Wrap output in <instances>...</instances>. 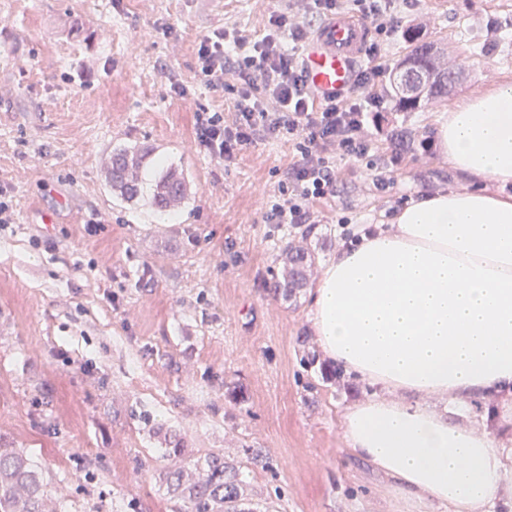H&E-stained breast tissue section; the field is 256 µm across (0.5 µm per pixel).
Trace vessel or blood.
Masks as SVG:
<instances>
[{
	"label": "vessel or blood",
	"mask_w": 512,
	"mask_h": 512,
	"mask_svg": "<svg viewBox=\"0 0 512 512\" xmlns=\"http://www.w3.org/2000/svg\"><path fill=\"white\" fill-rule=\"evenodd\" d=\"M369 37V28L350 14L323 22L304 53L308 82L317 98L335 95L350 85L355 62Z\"/></svg>",
	"instance_id": "1"
}]
</instances>
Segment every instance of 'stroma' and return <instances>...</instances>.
<instances>
[{
	"label": "stroma",
	"instance_id": "1",
	"mask_svg": "<svg viewBox=\"0 0 512 512\" xmlns=\"http://www.w3.org/2000/svg\"><path fill=\"white\" fill-rule=\"evenodd\" d=\"M284 7L0 0V194L15 209L0 229V442L38 465L52 512H171L174 440L243 467L270 512H417L345 450L343 414L372 387L324 355L308 294L266 287L293 233L264 221L293 145L263 140L220 164L196 138L197 112L234 103L200 81V39L227 25L260 37ZM403 26L443 47L464 80L412 111L386 101L369 155L339 162L333 196L314 205L313 281L354 225L467 188L439 150L437 121L457 97L512 82V0H414ZM400 129L412 148L391 144ZM135 143L153 149L144 191L172 165L188 200L159 212L113 198L111 151ZM382 175L393 179L384 192ZM455 419L505 431L512 397L475 399Z\"/></svg>",
	"mask_w": 512,
	"mask_h": 512
}]
</instances>
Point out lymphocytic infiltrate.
<instances>
[{
	"label": "lymphocytic infiltrate",
	"instance_id": "lymphocytic-infiltrate-1",
	"mask_svg": "<svg viewBox=\"0 0 512 512\" xmlns=\"http://www.w3.org/2000/svg\"><path fill=\"white\" fill-rule=\"evenodd\" d=\"M301 11L273 15L264 34L250 39L233 27L204 35L198 47L199 71L209 87L220 88L225 76L236 81L231 119L199 112L200 145L220 163L244 147L266 139L291 142L297 159L265 214L269 224H311L313 204L332 195L336 158L359 160L372 148L368 115L379 111L377 87L390 66L370 57L354 70L344 92L317 99L308 83L300 53L318 22L354 12L378 34L394 37L402 26L397 0H297Z\"/></svg>",
	"mask_w": 512,
	"mask_h": 512
}]
</instances>
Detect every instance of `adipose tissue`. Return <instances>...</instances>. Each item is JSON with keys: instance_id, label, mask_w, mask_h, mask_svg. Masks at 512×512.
Segmentation results:
<instances>
[{"instance_id": "obj_1", "label": "adipose tissue", "mask_w": 512, "mask_h": 512, "mask_svg": "<svg viewBox=\"0 0 512 512\" xmlns=\"http://www.w3.org/2000/svg\"><path fill=\"white\" fill-rule=\"evenodd\" d=\"M441 153L472 189L423 196L355 230L312 292L325 356L378 386L347 409V451L401 496L448 512H512V445L455 422L472 399L512 392V84L455 103ZM438 395L446 412L425 404Z\"/></svg>"}]
</instances>
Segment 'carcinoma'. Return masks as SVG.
<instances>
[{
	"instance_id": "carcinoma-1",
	"label": "carcinoma",
	"mask_w": 512,
	"mask_h": 512,
	"mask_svg": "<svg viewBox=\"0 0 512 512\" xmlns=\"http://www.w3.org/2000/svg\"><path fill=\"white\" fill-rule=\"evenodd\" d=\"M407 56L397 64L404 78L387 90L398 109L408 111L421 98L440 100L458 81L453 68L443 69L440 51L435 43L423 41L408 29ZM148 152L128 148L115 149L111 158L112 190L131 202L142 194L139 172ZM187 183L182 174L170 168L155 181L151 204L159 211L185 200ZM301 238L288 240L280 255L281 267L274 275L270 290L292 296L310 284L315 256L308 243L309 230L300 231ZM178 465L166 473V490L174 502L171 512H241L238 501L243 495L244 481L240 470L228 466L224 456L210 453L193 459L185 454L179 442L166 449ZM48 497L47 483L38 466L24 452L0 445V512H44Z\"/></svg>"
}]
</instances>
